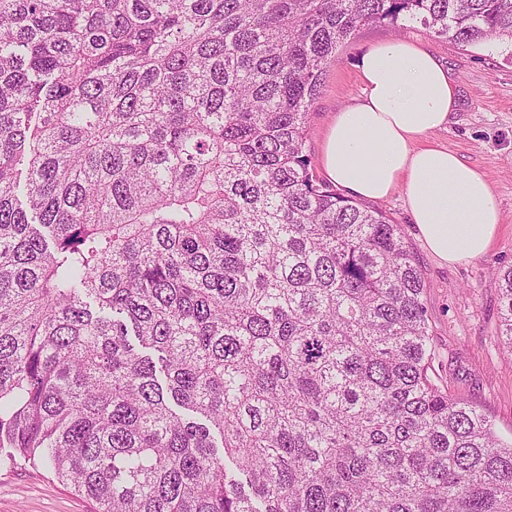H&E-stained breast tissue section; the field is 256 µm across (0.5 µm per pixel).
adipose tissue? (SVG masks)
I'll return each mask as SVG.
<instances>
[{"mask_svg":"<svg viewBox=\"0 0 512 512\" xmlns=\"http://www.w3.org/2000/svg\"><path fill=\"white\" fill-rule=\"evenodd\" d=\"M359 72L363 96L337 112L324 142L326 176L369 200L402 191L421 239L440 262L486 253L500 222L489 180L448 149L419 144L457 109L447 69L421 45L394 38L369 49Z\"/></svg>","mask_w":512,"mask_h":512,"instance_id":"adipose-tissue-1","label":"adipose tissue"}]
</instances>
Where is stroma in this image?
<instances>
[{
	"mask_svg": "<svg viewBox=\"0 0 512 512\" xmlns=\"http://www.w3.org/2000/svg\"><path fill=\"white\" fill-rule=\"evenodd\" d=\"M422 44L447 67L459 88L448 126L427 135L480 169L498 199L501 222L482 257L444 265L418 236L401 192L376 201L398 224L424 283L431 326L432 376L449 394L484 411L503 441L512 440V354L499 334L500 271L512 267V55L494 42L463 47L414 24L401 33L365 27L329 67L310 119L307 148L317 178L326 134L341 109L362 94L358 64L373 46L394 36ZM0 512H95L91 500L44 468H0Z\"/></svg>",
	"mask_w": 512,
	"mask_h": 512,
	"instance_id": "obj_1",
	"label": "stroma"
}]
</instances>
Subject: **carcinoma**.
<instances>
[{"instance_id":"1","label":"carcinoma","mask_w":512,"mask_h":512,"mask_svg":"<svg viewBox=\"0 0 512 512\" xmlns=\"http://www.w3.org/2000/svg\"><path fill=\"white\" fill-rule=\"evenodd\" d=\"M413 22L512 48V0H0L1 468L97 512H512L398 225L306 147L339 48Z\"/></svg>"}]
</instances>
